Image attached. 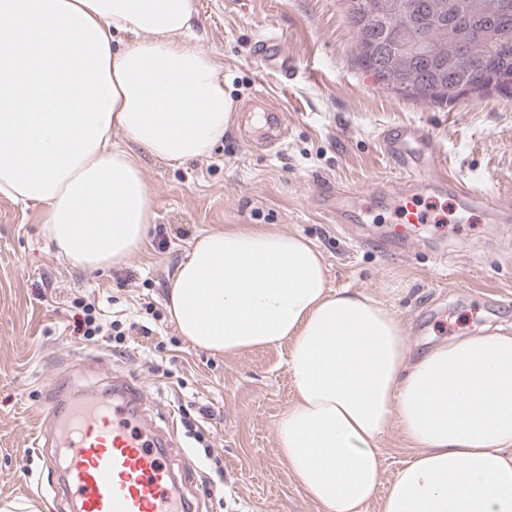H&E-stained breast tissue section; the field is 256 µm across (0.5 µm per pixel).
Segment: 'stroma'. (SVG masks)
Segmentation results:
<instances>
[{
    "label": "stroma",
    "mask_w": 512,
    "mask_h": 512,
    "mask_svg": "<svg viewBox=\"0 0 512 512\" xmlns=\"http://www.w3.org/2000/svg\"><path fill=\"white\" fill-rule=\"evenodd\" d=\"M200 44L224 77L233 109L209 156L181 165L144 159L154 222L120 266L73 267L58 255L42 212L0 194V503L64 512L47 484L36 441L47 427L50 381L105 390L113 376L139 379L159 425H177L201 512H322L289 475L276 428L294 398L288 344L214 354L191 347L165 306L198 234L256 224L306 237L322 253L332 289L362 293L400 320L412 353L495 328L512 334V223L423 225L409 255L381 245L393 209L369 203L348 229L334 223L322 186L400 187L379 142L390 126L415 124L446 151L448 168L512 203V97L434 105L381 91L354 60L341 0H194ZM280 34L297 61L293 79L259 68L254 47ZM285 114L281 143L264 131L257 93ZM106 319L141 322L150 336L124 348L75 330L73 300ZM200 432L194 440L192 432ZM211 444L222 462L203 455Z\"/></svg>",
    "instance_id": "35a3bbf8"
}]
</instances>
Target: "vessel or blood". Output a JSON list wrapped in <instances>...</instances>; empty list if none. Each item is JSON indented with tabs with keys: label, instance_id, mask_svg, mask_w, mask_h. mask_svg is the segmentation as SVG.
<instances>
[{
	"label": "vessel or blood",
	"instance_id": "1",
	"mask_svg": "<svg viewBox=\"0 0 512 512\" xmlns=\"http://www.w3.org/2000/svg\"><path fill=\"white\" fill-rule=\"evenodd\" d=\"M255 58L261 68L283 76L295 67L276 34L260 40ZM380 137L389 157L406 173L399 188L371 191L398 214L385 233L389 249L407 250L422 225L445 220L463 224L480 208L489 223H512L511 205L449 175L446 160L424 128L402 125ZM48 421L52 449L44 454L45 467L58 474L71 512H199L197 501L184 491L189 470L173 453L175 429L155 423L136 381L113 379L108 405L54 384Z\"/></svg>",
	"mask_w": 512,
	"mask_h": 512
}]
</instances>
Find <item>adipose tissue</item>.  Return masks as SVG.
<instances>
[{"instance_id":"obj_1","label":"adipose tissue","mask_w":512,"mask_h":512,"mask_svg":"<svg viewBox=\"0 0 512 512\" xmlns=\"http://www.w3.org/2000/svg\"><path fill=\"white\" fill-rule=\"evenodd\" d=\"M194 23L193 0H0V194L41 207L73 266H117L142 245V157L176 165L224 137V78ZM166 308L199 349L290 342L279 451L324 512H363L378 492L382 512H512V335L413 356L393 312L328 288L308 240L251 224L204 231ZM393 426L416 451L386 483Z\"/></svg>"}]
</instances>
